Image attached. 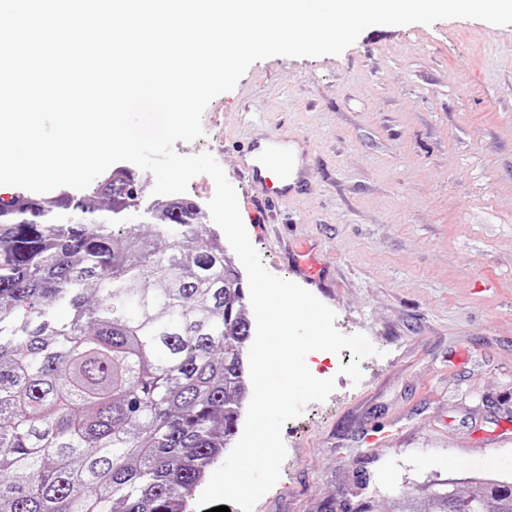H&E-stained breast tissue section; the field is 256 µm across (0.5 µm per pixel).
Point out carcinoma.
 <instances>
[{"label": "carcinoma", "instance_id": "1", "mask_svg": "<svg viewBox=\"0 0 512 512\" xmlns=\"http://www.w3.org/2000/svg\"><path fill=\"white\" fill-rule=\"evenodd\" d=\"M140 184L0 197V512H182L236 433L237 271L190 201L115 223ZM391 512H512V481L437 483Z\"/></svg>", "mask_w": 512, "mask_h": 512}]
</instances>
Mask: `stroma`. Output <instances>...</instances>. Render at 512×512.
I'll return each instance as SVG.
<instances>
[{"label": "stroma", "mask_w": 512, "mask_h": 512, "mask_svg": "<svg viewBox=\"0 0 512 512\" xmlns=\"http://www.w3.org/2000/svg\"><path fill=\"white\" fill-rule=\"evenodd\" d=\"M202 128L175 151L211 153L256 207L240 146L274 128L308 141L306 193L243 223L269 272L378 350L357 383L348 353L307 355L335 388L284 424L254 512H387L430 482L511 480L512 25H374L337 56L266 58Z\"/></svg>", "instance_id": "35a3bbf8"}]
</instances>
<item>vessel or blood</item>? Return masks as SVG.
I'll return each instance as SVG.
<instances>
[{
    "instance_id": "1",
    "label": "vessel or blood",
    "mask_w": 512,
    "mask_h": 512,
    "mask_svg": "<svg viewBox=\"0 0 512 512\" xmlns=\"http://www.w3.org/2000/svg\"><path fill=\"white\" fill-rule=\"evenodd\" d=\"M305 158L298 139L273 131L246 144L244 173L251 182L267 184L272 199L285 200L298 194Z\"/></svg>"
}]
</instances>
